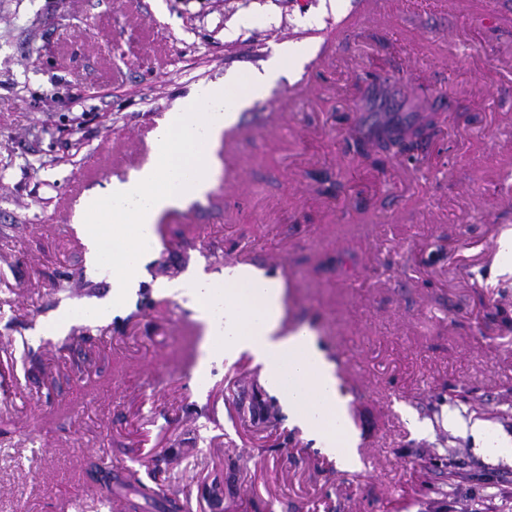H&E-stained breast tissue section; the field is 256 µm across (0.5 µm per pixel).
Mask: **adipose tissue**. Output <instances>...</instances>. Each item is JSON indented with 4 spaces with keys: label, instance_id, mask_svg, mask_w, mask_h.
<instances>
[{
    "label": "adipose tissue",
    "instance_id": "obj_1",
    "mask_svg": "<svg viewBox=\"0 0 512 512\" xmlns=\"http://www.w3.org/2000/svg\"><path fill=\"white\" fill-rule=\"evenodd\" d=\"M300 59L295 49L280 48L263 69L232 72L220 83L199 87L158 127L151 162L126 179H112L101 196L79 210L75 222L88 230L91 264L112 272L111 300L94 308L95 317L117 314L132 298L144 264L160 248V216L211 190L213 145L266 96L286 62ZM285 298L281 278L252 267H228L209 276L187 301L206 327L196 372L204 375L216 360L250 354L263 365L265 385L287 408L292 424L338 465L351 466L355 435L336 366L310 328L283 333ZM218 306L224 310V329L217 333L212 325Z\"/></svg>",
    "mask_w": 512,
    "mask_h": 512
}]
</instances>
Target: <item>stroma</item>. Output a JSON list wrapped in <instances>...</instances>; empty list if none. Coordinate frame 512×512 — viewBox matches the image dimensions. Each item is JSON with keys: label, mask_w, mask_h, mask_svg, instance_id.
Instances as JSON below:
<instances>
[{"label": "stroma", "mask_w": 512, "mask_h": 512, "mask_svg": "<svg viewBox=\"0 0 512 512\" xmlns=\"http://www.w3.org/2000/svg\"><path fill=\"white\" fill-rule=\"evenodd\" d=\"M0 0V512H473L512 464L449 415L512 436V0ZM301 51L242 113L228 174L158 220L120 314L74 217L147 163L202 84ZM440 119L371 167L353 129ZM234 180L225 191V180ZM246 259L280 276L284 331L335 363L358 464L292 428L247 354L194 375L204 327L160 280ZM77 319L63 332L57 314ZM94 461L106 481L90 480ZM149 496H141L140 488Z\"/></svg>", "instance_id": "1"}]
</instances>
